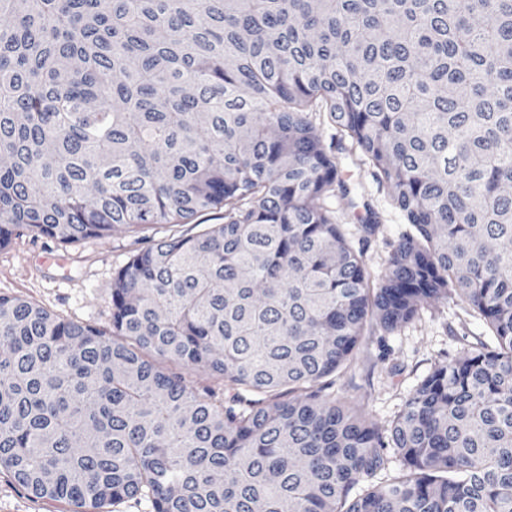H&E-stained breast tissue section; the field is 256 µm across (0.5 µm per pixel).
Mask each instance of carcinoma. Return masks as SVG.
<instances>
[{
  "label": "carcinoma",
  "instance_id": "carcinoma-1",
  "mask_svg": "<svg viewBox=\"0 0 512 512\" xmlns=\"http://www.w3.org/2000/svg\"><path fill=\"white\" fill-rule=\"evenodd\" d=\"M317 112L411 227L377 280ZM1 155L0 248L224 219L148 237L108 329L0 295L17 486L73 512H512V0H0ZM452 297L494 343L388 436L324 394L370 326ZM166 367L171 372L182 375L196 392L204 393L211 389L218 397L224 396V381L214 375L191 366L167 364Z\"/></svg>",
  "mask_w": 512,
  "mask_h": 512
}]
</instances>
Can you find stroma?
<instances>
[{
	"instance_id": "35a3bbf8",
	"label": "stroma",
	"mask_w": 512,
	"mask_h": 512,
	"mask_svg": "<svg viewBox=\"0 0 512 512\" xmlns=\"http://www.w3.org/2000/svg\"><path fill=\"white\" fill-rule=\"evenodd\" d=\"M315 125L339 162L349 191L348 196L329 200L337 222L360 224L370 218L380 226L363 252L367 270L379 277L409 229L406 218L379 186L372 168L361 163L351 141L327 119H317ZM140 246L136 234L125 232L74 246L23 233L0 248V295L37 304L63 319L108 325L112 273ZM491 339L488 326L467 303L456 298L434 301L394 332L375 328L363 339L353 365L328 376V391L356 404L370 424L384 431L436 366ZM0 512H71V508L62 501L29 497L0 469Z\"/></svg>"
}]
</instances>
